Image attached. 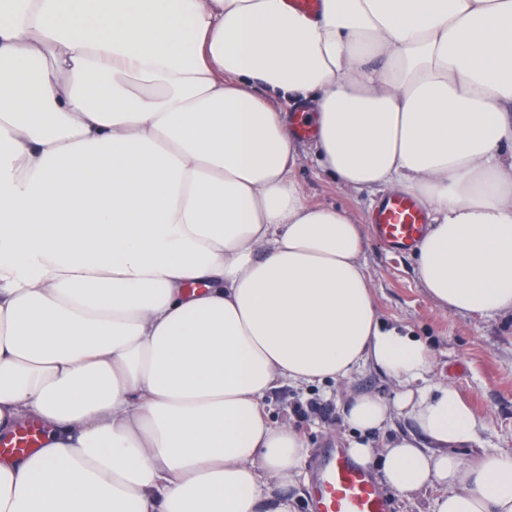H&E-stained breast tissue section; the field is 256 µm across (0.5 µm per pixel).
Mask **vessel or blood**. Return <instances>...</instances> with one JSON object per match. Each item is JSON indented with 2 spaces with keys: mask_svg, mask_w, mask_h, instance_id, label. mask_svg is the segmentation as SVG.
<instances>
[{
  "mask_svg": "<svg viewBox=\"0 0 512 512\" xmlns=\"http://www.w3.org/2000/svg\"><path fill=\"white\" fill-rule=\"evenodd\" d=\"M376 233L398 250L412 249L425 231L419 205L405 197L387 198L374 214ZM313 512H390L373 473L339 448L321 452L314 461Z\"/></svg>",
  "mask_w": 512,
  "mask_h": 512,
  "instance_id": "vessel-or-blood-1",
  "label": "vessel or blood"
}]
</instances>
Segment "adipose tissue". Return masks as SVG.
<instances>
[{"label":"adipose tissue","instance_id":"adipose-tissue-1","mask_svg":"<svg viewBox=\"0 0 512 512\" xmlns=\"http://www.w3.org/2000/svg\"><path fill=\"white\" fill-rule=\"evenodd\" d=\"M309 107L339 189L402 192L455 314H512V0H0V512H296L306 441L279 381L364 365L348 452L434 512H512V456L381 320L346 210L307 202Z\"/></svg>","mask_w":512,"mask_h":512}]
</instances>
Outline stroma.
Wrapping results in <instances>:
<instances>
[{
	"mask_svg": "<svg viewBox=\"0 0 512 512\" xmlns=\"http://www.w3.org/2000/svg\"><path fill=\"white\" fill-rule=\"evenodd\" d=\"M297 149V179L307 200L347 209L361 222L367 239L362 260L380 315L428 341L435 352L431 381L454 386L484 418L480 443L458 449V456L470 460L485 453L512 454V317L458 315L437 305L420 283L412 252L391 249L375 235L369 193L338 191L314 160L309 137L298 138ZM396 390L391 379L366 366L337 384L298 389L283 382L266 395L271 419L294 426L306 437L308 459L292 490L297 512H312L311 456L323 448L346 447L354 435L344 424L351 397L372 392L389 399Z\"/></svg>",
	"mask_w": 512,
	"mask_h": 512,
	"instance_id": "obj_1",
	"label": "stroma"
}]
</instances>
